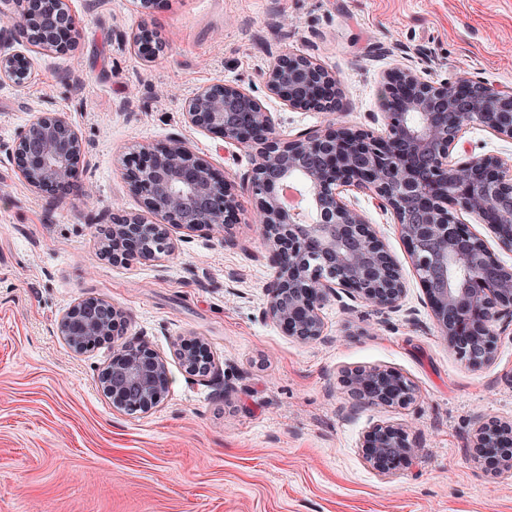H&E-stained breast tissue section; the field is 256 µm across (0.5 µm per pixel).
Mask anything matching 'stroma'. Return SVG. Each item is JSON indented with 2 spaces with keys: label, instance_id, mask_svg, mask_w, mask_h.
Instances as JSON below:
<instances>
[{
  "label": "stroma",
  "instance_id": "stroma-1",
  "mask_svg": "<svg viewBox=\"0 0 512 512\" xmlns=\"http://www.w3.org/2000/svg\"><path fill=\"white\" fill-rule=\"evenodd\" d=\"M76 25L65 52L10 37L31 77L0 82V512H512V471L483 474L466 450L478 417L512 419V320L496 323L492 364L448 351L391 211L344 191L397 260L406 295L379 313L349 297L321 311L324 336L303 341L264 314L272 278L257 207L242 186L249 149L191 125L185 105L227 82L270 112L281 139L337 121L385 134L381 79L407 67L439 84L512 87V0H69ZM155 28L156 58L131 37ZM295 52L323 65L346 111L287 109L264 78ZM62 113L83 141L80 182L49 196L11 159L20 130ZM178 138L239 191L230 233L170 230L176 250L112 261L99 227L144 213L124 178L129 154ZM467 153L512 159V140L465 129ZM89 297L125 312L124 339L168 363L165 400L147 412L113 407L97 378L112 356L84 353L58 333ZM206 342L207 376L185 373L180 337ZM399 370L415 386L405 408L359 407L342 371ZM376 424L420 439L414 464L389 475L364 461Z\"/></svg>",
  "mask_w": 512,
  "mask_h": 512
}]
</instances>
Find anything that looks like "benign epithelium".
I'll return each mask as SVG.
<instances>
[{"label": "benign epithelium", "mask_w": 512, "mask_h": 512, "mask_svg": "<svg viewBox=\"0 0 512 512\" xmlns=\"http://www.w3.org/2000/svg\"><path fill=\"white\" fill-rule=\"evenodd\" d=\"M14 4L21 37L60 51L71 45L75 23L67 0ZM132 43L148 58L161 49L147 25ZM28 77L24 56L0 52V80L21 85ZM266 84L293 110L339 107L336 79L304 55H280ZM382 105L384 136L332 123L284 141L253 95L224 82L197 94L186 117L228 144L255 151L247 189L257 203L273 270L265 315L285 335L319 339L320 310L341 292L380 310L400 306L405 285L397 261L373 225L341 196L351 187L365 189L392 211L448 349L474 368L486 366L494 359V324L512 319V269L458 213L473 216L500 249L512 252V164L494 154L453 164L449 157L463 148L462 132L471 124L512 139V88L466 79L435 85L398 67L383 77ZM82 152L67 119L48 112L19 132L12 159L29 183L53 193L77 180ZM126 178L154 221L134 214L114 222L105 246L114 262L172 252L170 226L213 232L237 220V195L224 175L179 139L141 148ZM124 323L112 304L89 298L62 316L59 333L80 353L113 343ZM176 354L190 375L209 370L210 356L199 336L183 337ZM168 373L165 359L144 342L129 341L113 351L98 384L113 407L148 411L164 400ZM340 383L359 405L406 407L415 399L412 382L393 368L348 369ZM360 448L373 470L389 474L411 465L420 445L401 427L376 424ZM467 449L483 472L512 470V422L479 419Z\"/></svg>", "instance_id": "benign-epithelium-1"}]
</instances>
